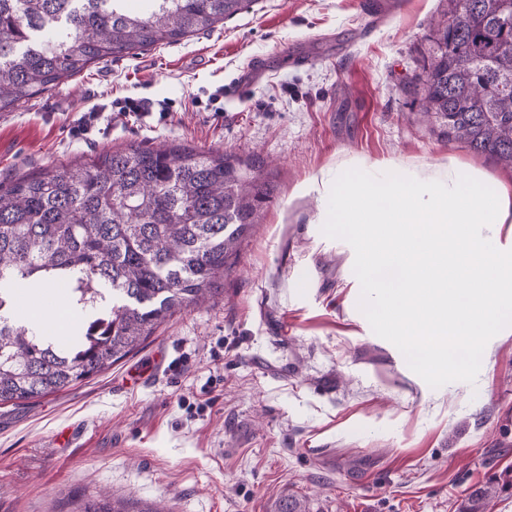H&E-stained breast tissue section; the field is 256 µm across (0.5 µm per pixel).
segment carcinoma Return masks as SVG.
<instances>
[{"mask_svg":"<svg viewBox=\"0 0 512 512\" xmlns=\"http://www.w3.org/2000/svg\"><path fill=\"white\" fill-rule=\"evenodd\" d=\"M0 0V112L108 58L176 42L257 0ZM448 0L432 29L423 118L512 169V0ZM269 195L261 167L213 151L129 145L0 183V405L50 396L134 354L218 292ZM66 287L87 316L60 344L14 315L13 286ZM497 488L461 512H488ZM80 512H129L103 495Z\"/></svg>","mask_w":512,"mask_h":512,"instance_id":"obj_1","label":"carcinoma"}]
</instances>
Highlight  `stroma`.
I'll use <instances>...</instances> for the list:
<instances>
[{"instance_id":"35a3bbf8","label":"stroma","mask_w":512,"mask_h":512,"mask_svg":"<svg viewBox=\"0 0 512 512\" xmlns=\"http://www.w3.org/2000/svg\"><path fill=\"white\" fill-rule=\"evenodd\" d=\"M448 0H257L213 30L91 65L0 116V182L112 148L259 163L272 190L214 300L57 394L0 406V512L107 492L168 512H458L494 484L512 512V326L475 383L431 388L359 308L353 248L323 235L327 186L455 162L413 94ZM264 70L242 95L254 62ZM148 115L122 112L125 98ZM99 111L88 135L73 133ZM72 427L74 443L54 444Z\"/></svg>"}]
</instances>
